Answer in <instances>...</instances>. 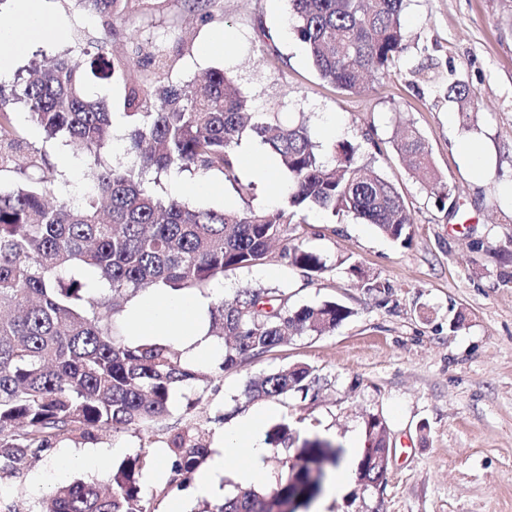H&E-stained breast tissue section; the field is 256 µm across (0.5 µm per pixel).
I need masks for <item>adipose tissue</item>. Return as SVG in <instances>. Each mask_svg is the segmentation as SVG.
<instances>
[{
    "label": "adipose tissue",
    "instance_id": "1",
    "mask_svg": "<svg viewBox=\"0 0 512 512\" xmlns=\"http://www.w3.org/2000/svg\"><path fill=\"white\" fill-rule=\"evenodd\" d=\"M65 22L47 15L42 0H14L12 20L0 22V42L10 48L0 54V78L11 72L13 56L23 54L35 39H52L62 35ZM210 300L201 295H174L163 289L146 292L132 301L125 316L140 339H155L180 348L187 362L216 353L218 345L210 335L207 309ZM262 415L253 411L240 416L224 431V446L215 455L196 486L201 496L212 495L216 481L228 464H235L237 479L245 485L264 479L267 448L263 441Z\"/></svg>",
    "mask_w": 512,
    "mask_h": 512
}]
</instances>
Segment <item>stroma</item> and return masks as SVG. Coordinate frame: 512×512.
I'll return each mask as SVG.
<instances>
[{"label":"stroma","mask_w":512,"mask_h":512,"mask_svg":"<svg viewBox=\"0 0 512 512\" xmlns=\"http://www.w3.org/2000/svg\"><path fill=\"white\" fill-rule=\"evenodd\" d=\"M67 17L63 35L33 43L16 58L11 89L38 63L78 53L75 31L112 35V49L131 55L156 42L176 59L167 83L199 85L221 69L233 77L249 112L278 113L281 122L306 121L316 143L332 125L333 141L359 148V159L400 188L413 221V238L403 247L350 215L328 217L302 211L290 233L321 255L329 269L307 278L273 246L264 265L230 270L204 296L218 298L254 286L287 289L292 307L336 301L352 316L322 336H296L258 360L222 371V355L201 360L204 382L179 385L170 395V414L156 425L121 432L96 431L93 439L60 436L30 466L0 476V512H39L54 489L76 480L108 481L129 458L143 455L146 512H202L236 493L232 474L208 497L195 495L196 475H178L161 453L170 437L203 430L211 453L224 446V428L251 410L265 428L289 424L293 446L318 439L340 460L362 457L351 437H365L371 418H381L392 448L382 488L351 479L328 512H512V0H406L407 48L391 77H368L367 87L349 93L323 80L302 42L287 30L288 0H213L200 18L189 0H141L113 21L88 14L78 0H51ZM223 35V55L202 54L214 35ZM465 81L475 94L476 113L463 119L449 102V80ZM21 144L0 189L12 190L33 176L30 162L46 155L56 181L85 185L88 162L69 146L46 139L25 109L11 105ZM406 125L423 134L433 162L456 189V212L435 203L430 189L411 177L393 149ZM473 145L483 159L474 170L463 155ZM239 148L256 152V164L236 165L252 182L239 198L215 171L146 173L161 197L175 182H205L207 193L191 196L200 208L276 209L287 200V175L267 177L274 162L251 132ZM485 244L470 249L472 240ZM388 294L368 292L366 280ZM306 365L320 378L318 390L248 402V382L270 372ZM107 451L103 468L66 466L72 455Z\"/></svg>","instance_id":"35a3bbf8"}]
</instances>
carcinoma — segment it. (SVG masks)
<instances>
[{"mask_svg":"<svg viewBox=\"0 0 512 512\" xmlns=\"http://www.w3.org/2000/svg\"><path fill=\"white\" fill-rule=\"evenodd\" d=\"M82 7L112 19L134 0H78ZM405 0H289L287 26L304 44L320 77L346 92L361 87L363 75L384 78L405 49ZM138 62L149 68L139 81L127 77L129 59L112 54L105 36L68 53L11 89L30 120L48 139H60L88 158L92 183L59 187L42 177L10 193L0 192V474H13L60 436L88 438L95 429L114 432L159 423L168 415L172 389L206 379L187 365L170 343L129 342L114 332L116 298L150 288L200 289L229 270L265 263L270 247L284 242L282 257L308 276L328 270L326 261L288 238L298 212L352 214L386 237L407 245L413 224L397 186L359 162L348 141L331 146L324 160L304 124L284 125L275 114L253 122L251 132L288 173V203L273 210L200 209L189 202L160 198L143 174L218 171L240 198L252 183L235 172L234 146L247 120L246 100L223 70L210 71L205 86L155 87L170 68L164 47L138 46ZM91 85L123 87V117L138 168L101 163L111 140L112 103L92 97ZM448 98L461 114L474 111V94L461 80L448 84ZM19 133L6 101L0 99V169L5 150ZM394 150L417 181L431 187L442 208L455 188L436 170L426 138L414 129L394 139ZM352 311L336 302L292 308L288 292L242 288L222 299L212 313L210 334L224 340L222 370L259 359L288 337L321 336ZM320 377L294 366L250 382L248 401L308 392ZM369 447L388 448L384 423L367 426ZM273 451L288 449L290 427L268 433ZM208 454L204 436L177 433L168 461L177 473L196 472ZM325 449L302 448L290 476L264 491L240 488L214 512H277L292 501H307L321 483L299 490L307 462L318 465ZM140 459L122 462L112 487L74 481L59 486L44 512H146Z\"/></svg>","mask_w":512,"mask_h":512,"instance_id":"obj_1","label":"carcinoma"}]
</instances>
